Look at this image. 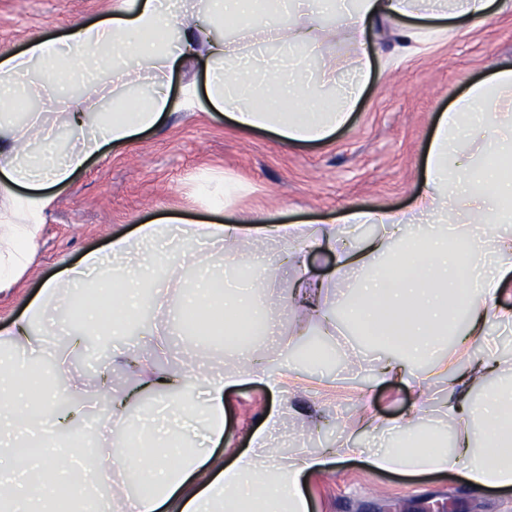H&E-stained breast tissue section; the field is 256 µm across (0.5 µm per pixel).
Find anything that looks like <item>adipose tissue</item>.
<instances>
[{
	"label": "adipose tissue",
	"instance_id": "obj_1",
	"mask_svg": "<svg viewBox=\"0 0 512 512\" xmlns=\"http://www.w3.org/2000/svg\"><path fill=\"white\" fill-rule=\"evenodd\" d=\"M512 12V0H308L306 10L289 8L287 21L276 11L255 12L248 0H113L110 16L80 23L61 39L36 37L15 55L0 58V292L13 288L31 267L45 215L56 192L68 186L105 147L130 143L153 129L169 112L170 79L176 70L200 65L204 87L188 83V105L204 103L229 117L243 131L265 130L296 145L325 139L348 120L371 75L368 50L376 27L397 24L403 54L418 52L421 38L402 19H465L491 23ZM233 38H225V29ZM348 41L356 78L336 89L344 61L326 56L337 35ZM276 45L279 61L258 56L260 44ZM322 56L319 77L308 71L306 54ZM94 67L104 80L88 93L54 96L61 77ZM149 81L151 95L129 96L131 86ZM335 87L332 97L323 90ZM40 97L42 112L14 114L24 98ZM483 134L469 141L471 160L460 158L466 129ZM512 155V67L471 85L439 116L429 145L425 179L410 212L430 217L420 228L393 211L353 209L337 224H266L251 217L231 223L194 224L174 218L138 225L113 237L46 279L39 296L10 327L0 329V460L9 474L26 473L36 492L10 481L0 493V512H78L91 482L88 452H61L64 433L87 414L76 397L88 384L72 378L66 386L27 376L47 358L64 366L79 337L117 335L148 307L165 313L175 305L195 306L196 337L183 340V367L160 375L147 364L146 350L168 346L170 331L150 329L130 363L138 370L136 392L162 391L164 423L154 411L129 420L126 400L111 414L112 466L144 479L146 489L129 501L128 512H309L305 478L330 470L357 448H328L281 465L272 439L283 423L268 412L250 437V450L208 480L203 448L221 442L225 431L224 392L230 381L220 373L188 371L203 356L204 345L222 341L224 327L240 314L254 312L273 333L279 315L274 301L256 302L252 290L276 277V266L257 253L243 264L231 258L239 244L276 243L282 260L304 264L305 251L332 253L328 281L306 275L294 280L300 311L319 317L324 333L345 322L356 335L377 337L382 353L363 389L396 379L423 388L435 375L448 383L442 411L453 427L450 445L421 439L414 431L423 416L414 410L394 421L401 444L367 455L375 469L405 474L464 468L478 491L512 486V378L504 359L485 348L493 326H512V309L498 299L512 281V179L498 169ZM380 226L362 237L360 226ZM417 251H402L404 242ZM415 263L417 272L404 275ZM253 272L250 294L216 289L235 279L240 266ZM347 282L339 303L324 299L330 285ZM80 317H73L74 308ZM111 310L112 326L102 323ZM479 355L458 366L444 352L446 343ZM39 441L41 455L29 461L23 437Z\"/></svg>",
	"mask_w": 512,
	"mask_h": 512
}]
</instances>
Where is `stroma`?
<instances>
[{
	"mask_svg": "<svg viewBox=\"0 0 512 512\" xmlns=\"http://www.w3.org/2000/svg\"><path fill=\"white\" fill-rule=\"evenodd\" d=\"M111 9L112 0H0V56L21 51L32 37L66 34ZM398 45L394 25L384 24L370 43L372 76L347 124L322 141L294 146L263 131H239L220 113L183 108L181 86L202 82L203 74L191 65L175 73L171 113L131 144L105 148L58 193L30 276L0 293V328L25 311L61 263L76 262L112 236L158 217L226 222L250 212L270 224H320L350 209H406L422 186L439 114L472 84L512 64V16L475 28L456 23L454 32L432 40L425 52L385 69V59L397 54ZM209 178L233 189L223 208L208 204L203 184ZM155 322L154 311L143 309L124 335L86 342L75 355L76 370L97 365L101 386L92 399L99 420L109 417L112 396L134 384L121 365L112 363L114 349L136 348L142 330ZM299 329L298 316L283 312L280 335L267 337L264 346L269 372L286 380L284 392L255 381L226 389L225 442L214 455L229 462L245 452L259 416L287 402L293 410L285 418L280 452L288 457L301 448L315 452L346 445L365 408L390 422L422 406L428 411L422 431H445L444 381L434 380L423 391L388 381L360 398L358 388L373 371L376 349H362L356 360L337 336L336 369L298 367L291 351ZM303 489L311 512H396L400 507L423 512L438 503L448 504L450 512H512L511 488L477 492L458 471L406 476L376 470L357 457L309 475Z\"/></svg>",
	"mask_w": 512,
	"mask_h": 512,
	"instance_id": "stroma-1",
	"label": "stroma"
}]
</instances>
